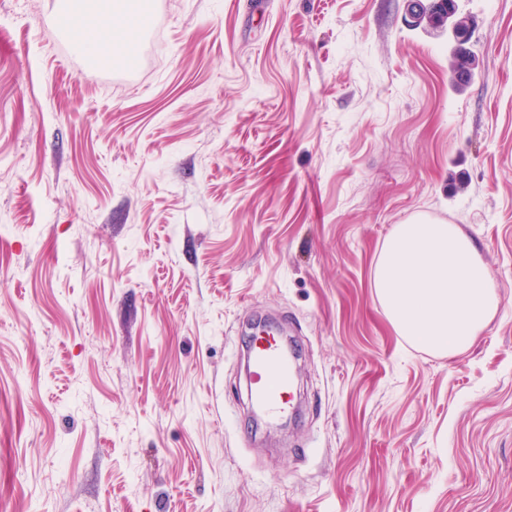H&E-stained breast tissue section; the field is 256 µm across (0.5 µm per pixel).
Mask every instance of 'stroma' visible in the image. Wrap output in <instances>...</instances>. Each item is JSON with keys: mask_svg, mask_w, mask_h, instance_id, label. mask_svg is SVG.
<instances>
[{"mask_svg": "<svg viewBox=\"0 0 512 512\" xmlns=\"http://www.w3.org/2000/svg\"><path fill=\"white\" fill-rule=\"evenodd\" d=\"M151 0L91 75L60 0H0V512H512V0ZM473 237L499 309L440 355L372 286L394 225ZM288 324L300 419L240 354ZM447 1L449 7H456L453 3L456 0ZM448 6L444 0H406V20L411 27H419L427 14L434 13L437 16H444L446 19L441 22L442 25L439 27L442 30H448V35L453 42V52L466 57L464 44L461 41L468 37L469 32H461L457 15H446Z\"/></svg>", "mask_w": 512, "mask_h": 512, "instance_id": "1", "label": "stroma"}]
</instances>
